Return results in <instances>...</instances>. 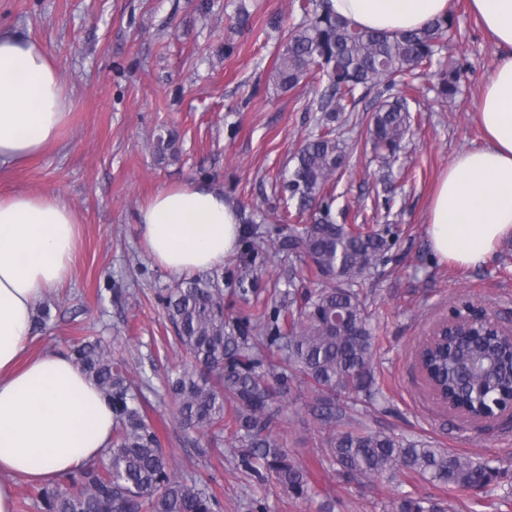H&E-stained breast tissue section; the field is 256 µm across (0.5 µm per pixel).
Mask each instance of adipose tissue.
<instances>
[{"label":"adipose tissue","mask_w":512,"mask_h":512,"mask_svg":"<svg viewBox=\"0 0 512 512\" xmlns=\"http://www.w3.org/2000/svg\"><path fill=\"white\" fill-rule=\"evenodd\" d=\"M359 27L402 33L448 13L450 0H326ZM499 47L476 117L484 144L459 153L430 205L434 252L460 266L492 257L512 234V0H470ZM70 96L43 46L0 31V167L57 142ZM136 230L155 262L181 275L223 264L238 244L240 215L222 190L190 184L158 190ZM78 222L54 193L0 194V512H15V481L54 484L104 455L115 418L101 391L68 355L30 354L33 314L71 276Z\"/></svg>","instance_id":"ef3b65f1"}]
</instances>
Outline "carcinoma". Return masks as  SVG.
I'll return each instance as SVG.
<instances>
[{
  "label": "carcinoma",
  "instance_id": "carcinoma-1",
  "mask_svg": "<svg viewBox=\"0 0 512 512\" xmlns=\"http://www.w3.org/2000/svg\"><path fill=\"white\" fill-rule=\"evenodd\" d=\"M301 22L277 45L272 80L288 90L309 74L323 85L309 111L321 113L317 131L307 136L281 191L296 211L312 212V223L287 224L281 246L307 262L316 288L288 290L273 316L248 313L228 326L224 291L217 284L185 279L160 295L176 337L190 357L167 390L187 432L206 430L213 439L230 438L246 448L244 472L263 482L273 477L299 499L314 493V466L327 463L348 482L408 471L451 491H478L498 469L403 435L373 430L357 420L356 404L375 405L382 392L372 366L374 336L359 292L352 288L363 270L380 260L386 242L362 224H337L330 217L327 190L347 159L336 128L343 112L358 105L356 94L376 93L369 142L388 168L402 148L413 116L407 91L420 71L437 78L446 100L459 90V70L431 72L454 26L448 13L421 29L388 34L360 28L329 13L324 0H301ZM473 333L448 337L428 367L450 400H463L479 415L495 404L512 403V347L472 326ZM75 364L112 405L120 425L106 460L90 463L52 488L37 489L46 512H220L209 489L180 473L160 448L124 363L112 358L99 336L74 344ZM479 357L483 372L471 383L458 377L468 358ZM283 391L307 388L309 407L322 436L323 454L303 465L281 448L274 431L281 413L271 405L267 377ZM395 512H442L410 496Z\"/></svg>",
  "mask_w": 512,
  "mask_h": 512
}]
</instances>
